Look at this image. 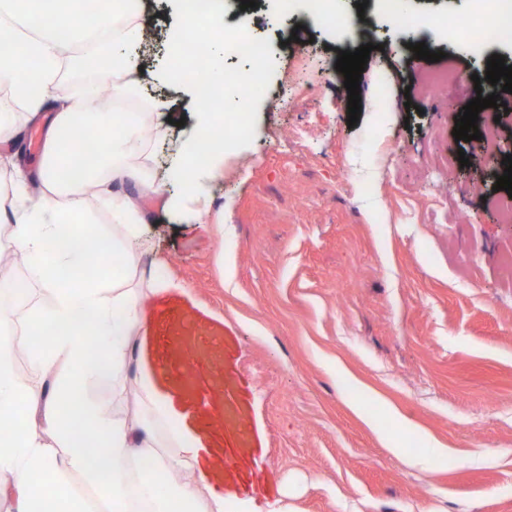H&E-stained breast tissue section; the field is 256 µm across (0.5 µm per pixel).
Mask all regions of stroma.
Here are the masks:
<instances>
[{
	"instance_id": "obj_1",
	"label": "stroma",
	"mask_w": 512,
	"mask_h": 512,
	"mask_svg": "<svg viewBox=\"0 0 512 512\" xmlns=\"http://www.w3.org/2000/svg\"><path fill=\"white\" fill-rule=\"evenodd\" d=\"M409 7L443 17L418 38L444 57L417 58L368 0L374 48L351 127L335 63L354 43L306 0L287 14L258 0L248 33L269 39V88L285 101L263 97L252 143L225 154L222 176L178 214L164 207L179 193L170 128L192 130L194 96L159 76L172 0H142L152 37L133 51L150 132L137 202L151 246L134 280L164 289L144 310L161 298L177 314L132 339L124 378H97L86 396L131 413L149 378L228 512H512V224L494 188L505 167L453 136L488 58L512 65V39L466 38L470 0ZM448 68L462 83L431 92L428 74ZM0 110L21 127L0 144L7 204L28 191L15 170L36 178L28 139L44 138L52 113L29 121L11 95ZM392 434L406 455L387 448Z\"/></svg>"
}]
</instances>
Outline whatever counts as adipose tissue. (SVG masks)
<instances>
[{"instance_id": "ef3b65f1", "label": "adipose tissue", "mask_w": 512, "mask_h": 512, "mask_svg": "<svg viewBox=\"0 0 512 512\" xmlns=\"http://www.w3.org/2000/svg\"><path fill=\"white\" fill-rule=\"evenodd\" d=\"M31 2L23 14L0 5V24L18 26L20 41L0 48V75L14 73L21 58L38 61V86L15 82V94L31 118L54 109L37 173L42 193L12 213L15 243L46 296L26 333L47 338L31 369L50 385L20 384L12 364L15 344L0 338V498L9 499V512H224L223 501L202 494L194 442L150 380L142 382L143 411L135 416L85 396L91 380L124 375L130 341L143 325V293L117 274L88 278L80 256H109L118 247L125 267L136 266L148 244L147 217L122 190L109 199L121 235L90 225L76 202L78 184L66 170L78 155L79 137L91 133L100 153L84 173L95 177L108 169L115 180L135 182L132 163L143 143L140 127L124 122L121 113L91 111L87 94L71 101L58 80L60 53L63 44L93 37L95 29L116 32L112 65L100 80L111 83L114 94H137L140 75L126 47L143 36L140 0H95L92 28L85 0ZM172 474L175 487L158 495L160 480Z\"/></svg>"}]
</instances>
